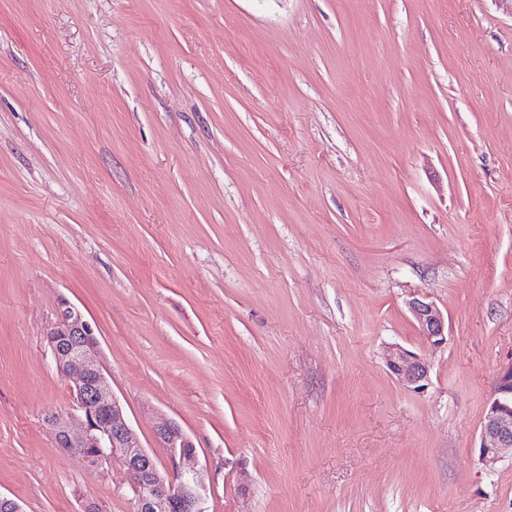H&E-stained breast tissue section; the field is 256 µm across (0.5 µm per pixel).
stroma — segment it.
<instances>
[{
	"label": "stroma",
	"instance_id": "stroma-1",
	"mask_svg": "<svg viewBox=\"0 0 512 512\" xmlns=\"http://www.w3.org/2000/svg\"><path fill=\"white\" fill-rule=\"evenodd\" d=\"M64 300L209 512H512L477 450L512 357V0H0V496L130 512L47 420ZM408 310L427 345L435 348L448 343V317L436 303L414 293L407 301ZM386 366L391 375L407 390L423 393L431 383V367L417 353L400 345L388 346ZM156 438L160 448H165L171 460L193 458L196 446L193 440L177 424L165 420L156 428Z\"/></svg>",
	"mask_w": 512,
	"mask_h": 512
}]
</instances>
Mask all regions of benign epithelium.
I'll use <instances>...</instances> for the list:
<instances>
[{
    "instance_id": "1",
    "label": "benign epithelium",
    "mask_w": 512,
    "mask_h": 512,
    "mask_svg": "<svg viewBox=\"0 0 512 512\" xmlns=\"http://www.w3.org/2000/svg\"><path fill=\"white\" fill-rule=\"evenodd\" d=\"M408 310L427 345L448 344V318L436 303L414 293ZM56 368L73 383L75 411L82 430L72 433V415L51 413L61 448L73 451L91 467L117 465L134 490L131 512H207V487L194 472L169 480L161 476L154 456L141 444L131 428L119 400L111 392L107 371L99 360V342L83 312L69 302L57 310V319L46 335ZM386 366L407 390L422 393L431 383V367L417 353L400 345L388 346ZM160 447L171 460L190 459L197 453L193 440L177 424L165 420L156 428ZM512 452V357L496 375L487 401L479 435L480 459L493 462Z\"/></svg>"
}]
</instances>
